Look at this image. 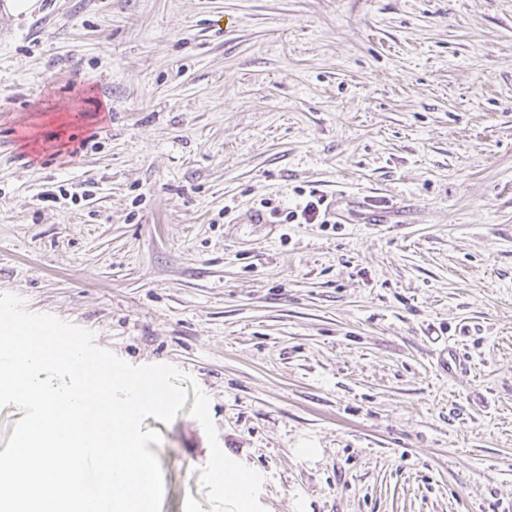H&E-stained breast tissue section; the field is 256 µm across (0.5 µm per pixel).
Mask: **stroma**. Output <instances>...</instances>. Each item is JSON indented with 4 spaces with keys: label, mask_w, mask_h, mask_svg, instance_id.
Listing matches in <instances>:
<instances>
[{
    "label": "stroma",
    "mask_w": 512,
    "mask_h": 512,
    "mask_svg": "<svg viewBox=\"0 0 512 512\" xmlns=\"http://www.w3.org/2000/svg\"><path fill=\"white\" fill-rule=\"evenodd\" d=\"M5 293L190 374L267 512H512V0L0 9ZM310 196L315 199L307 201L302 208L297 209L296 207L294 210H281L278 207H274L271 211V215H273L274 218L280 219L278 220L279 224H314L318 219L321 207L325 205L326 201L324 196H318V198H316V192H311ZM327 208L328 205L326 204L324 215ZM301 220H304V222H301Z\"/></svg>",
    "instance_id": "35a3bbf8"
}]
</instances>
